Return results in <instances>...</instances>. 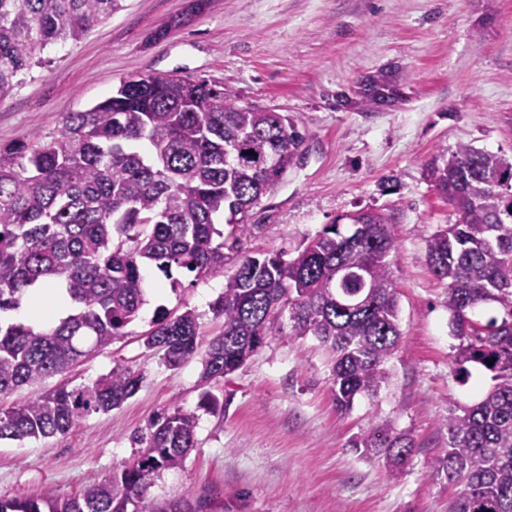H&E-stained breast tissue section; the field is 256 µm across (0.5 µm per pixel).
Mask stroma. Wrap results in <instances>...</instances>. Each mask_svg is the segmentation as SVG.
<instances>
[{"label":"stroma","mask_w":512,"mask_h":512,"mask_svg":"<svg viewBox=\"0 0 512 512\" xmlns=\"http://www.w3.org/2000/svg\"><path fill=\"white\" fill-rule=\"evenodd\" d=\"M191 3L122 0L81 40L52 47L48 66L0 101V145L48 135L66 113L150 74L205 79L239 104L288 114L306 140L249 213V233L225 248V274L247 256L295 253L337 218L387 215L402 333L387 365L391 381L338 413L327 352L314 337H293L283 317L243 367L201 384L200 356L167 368L142 336L162 306L174 316L195 311L208 344L224 329L211 310L223 277L181 272L172 282L149 269L139 319L67 375L87 385L124 364L142 375L137 394L68 434L1 441L0 497L79 493L121 471L140 449L135 435L179 408L196 416V446L181 467L155 477L138 512L181 497L203 501L204 512H446L456 488L433 467L448 442L445 421L492 380L479 367L467 383L456 377L460 341L425 247L458 215L426 167L461 144L512 156V0H209L200 12ZM163 27L167 35L157 38ZM380 75L392 80L395 98L362 106L359 85ZM205 389L219 411L201 407ZM386 420L414 445L399 473L348 445Z\"/></svg>","instance_id":"35a3bbf8"}]
</instances>
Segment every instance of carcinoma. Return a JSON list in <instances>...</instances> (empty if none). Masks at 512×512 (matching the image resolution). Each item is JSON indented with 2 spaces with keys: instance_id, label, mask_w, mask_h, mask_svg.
<instances>
[{
  "instance_id": "cac0c4a2",
  "label": "carcinoma",
  "mask_w": 512,
  "mask_h": 512,
  "mask_svg": "<svg viewBox=\"0 0 512 512\" xmlns=\"http://www.w3.org/2000/svg\"><path fill=\"white\" fill-rule=\"evenodd\" d=\"M122 0H0V101L18 76L47 62L58 42L77 41L121 8ZM305 136L287 114L238 104L206 80L158 74L120 82L89 109L69 112L42 141L0 146V440L65 435L92 413L132 398L142 376L117 364L90 385L40 390L46 379L126 335L145 304L144 268L224 275V230L240 239L251 208L282 179ZM430 182L459 215L426 239V262L444 284L443 306L467 365L492 374L493 385L469 406H454L448 445L434 468L459 486L447 512H512V159L460 144L428 165ZM352 231L334 221L290 258L285 251L247 256L211 304L224 333L204 352L201 382L226 378L265 342L283 311L295 335H311L329 352L336 407L375 395L385 365L401 346L399 306L387 257L389 218L359 211ZM64 289L68 312L38 330L7 321L29 288ZM496 302L502 320L471 318ZM175 369L198 352L197 315L156 311L143 337ZM35 389L9 407L1 401ZM196 416L175 409L151 424L146 445L117 476L75 496L46 489L0 497V512H128L165 469L196 447ZM382 448L398 470L412 441L386 421L349 440Z\"/></svg>"
}]
</instances>
